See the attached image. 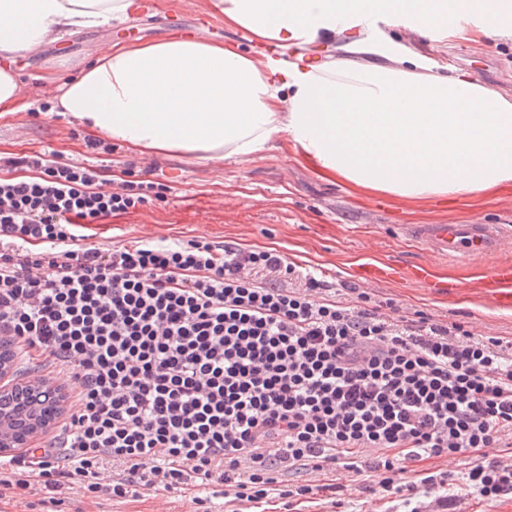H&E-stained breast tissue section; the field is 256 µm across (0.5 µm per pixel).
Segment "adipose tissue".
<instances>
[{
  "mask_svg": "<svg viewBox=\"0 0 512 512\" xmlns=\"http://www.w3.org/2000/svg\"><path fill=\"white\" fill-rule=\"evenodd\" d=\"M225 25L258 42L341 39L387 17L437 39L512 38V0H216ZM132 0H0V112L24 110L15 59L128 18ZM258 62L196 38L107 42L61 83L50 109L143 156L241 160L274 141L317 173L405 201L512 184V93L434 71L396 45L392 64Z\"/></svg>",
  "mask_w": 512,
  "mask_h": 512,
  "instance_id": "obj_1",
  "label": "adipose tissue"
}]
</instances>
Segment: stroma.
<instances>
[{"label":"stroma","instance_id":"35a3bbf8","mask_svg":"<svg viewBox=\"0 0 512 512\" xmlns=\"http://www.w3.org/2000/svg\"><path fill=\"white\" fill-rule=\"evenodd\" d=\"M151 12H135L125 21L98 30L82 31L64 42L48 45L37 55L19 58L14 67L30 108L0 116V154L56 153L59 160L102 166L105 179L139 180L144 167H152V180L161 183L162 199L103 224L82 228L89 243L119 246L135 240L157 243L205 238L233 242L246 249H273L296 266L311 272L335 289L356 287L378 301H392L400 314L421 312L429 317L460 321L476 336L512 337V311L455 288L440 292L416 284L363 282L356 278L360 265L376 261L397 265L416 262L431 265L438 276L477 273L490 267L484 258L458 262L434 253L420 242L404 237V224L512 225V186L476 195L428 199L409 203L383 194L358 193L339 179H325L290 146L273 148L246 160L227 158L213 164L177 154L143 159L123 145L112 154L89 149L92 135L70 118L50 111L42 91L43 75L65 80L75 74L76 63L92 58L108 41H120V29L130 28L140 43L163 41L177 35L181 20H196L200 0H154ZM374 33L398 43L411 44L414 52L433 65L454 66L492 90L512 89V40L490 36L477 43L436 41L422 34L408 40L404 28L388 23L372 24ZM435 469H447V486H420L417 505L422 512H512V497L487 503L465 485L466 459ZM298 482L336 483V492L287 501L270 495L265 502L250 504L225 496L220 483L189 490L151 493L115 500L108 495L89 499L74 489L63 488L54 500L44 501L17 489L0 498V512H155L165 504L167 512H408L400 498L362 488L356 476L344 470L322 475L305 471ZM447 506H439L440 497Z\"/></svg>","mask_w":512,"mask_h":512}]
</instances>
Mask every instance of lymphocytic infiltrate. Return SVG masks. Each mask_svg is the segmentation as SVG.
Returning <instances> with one entry per match:
<instances>
[{"instance_id":"lymphocytic-infiltrate-1","label":"lymphocytic infiltrate","mask_w":512,"mask_h":512,"mask_svg":"<svg viewBox=\"0 0 512 512\" xmlns=\"http://www.w3.org/2000/svg\"><path fill=\"white\" fill-rule=\"evenodd\" d=\"M0 334L29 372L75 381L56 434L0 463V496L78 486L112 498L223 482L236 499L283 473L343 467L411 500L438 475L399 466L470 460L466 486L512 494V338L392 316L364 292L337 298L280 254L204 239L103 248L78 228L159 196L151 180L105 188L94 164L0 159ZM377 449L371 460L359 457Z\"/></svg>"}]
</instances>
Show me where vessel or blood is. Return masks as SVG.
Listing matches in <instances>:
<instances>
[{
	"mask_svg": "<svg viewBox=\"0 0 512 512\" xmlns=\"http://www.w3.org/2000/svg\"><path fill=\"white\" fill-rule=\"evenodd\" d=\"M402 234L411 240L426 243L434 252L456 259L475 255H493L512 239L508 224H405ZM360 277L377 282L403 281L435 287L432 267L415 264L406 267L387 263L362 265ZM453 287L467 288L488 297L500 309L512 310V262H496L488 271L474 278L453 280Z\"/></svg>",
	"mask_w": 512,
	"mask_h": 512,
	"instance_id": "1",
	"label": "vessel or blood"
}]
</instances>
